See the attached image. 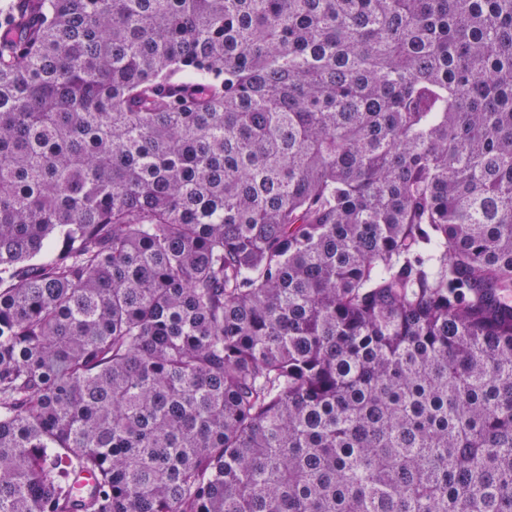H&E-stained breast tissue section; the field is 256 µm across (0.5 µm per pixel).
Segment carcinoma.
<instances>
[{
	"label": "carcinoma",
	"instance_id": "obj_1",
	"mask_svg": "<svg viewBox=\"0 0 512 512\" xmlns=\"http://www.w3.org/2000/svg\"><path fill=\"white\" fill-rule=\"evenodd\" d=\"M0 512H512V0H0Z\"/></svg>",
	"mask_w": 512,
	"mask_h": 512
}]
</instances>
